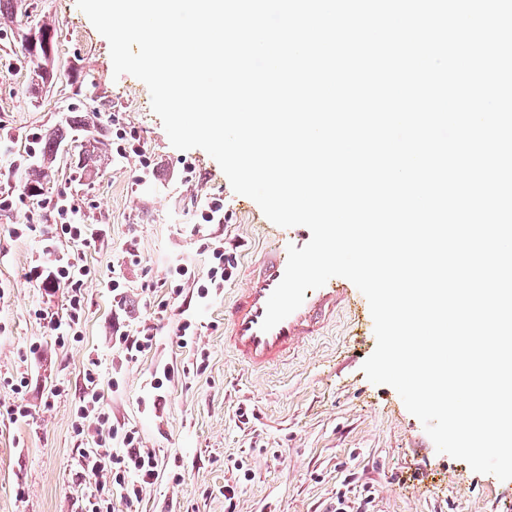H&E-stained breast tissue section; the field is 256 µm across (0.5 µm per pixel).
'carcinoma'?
Segmentation results:
<instances>
[{
  "mask_svg": "<svg viewBox=\"0 0 512 512\" xmlns=\"http://www.w3.org/2000/svg\"><path fill=\"white\" fill-rule=\"evenodd\" d=\"M43 41L36 47L27 43L25 35H19L20 59L27 63L39 66L45 73L42 81H48L53 77V69L49 68L53 61L57 30L51 24L44 22ZM75 104L66 123L53 129L37 130L30 135V145L36 151L34 159L36 163L27 169L23 188L28 193H37L41 189L42 182L47 176L49 164L53 163L61 144L77 131H83L95 125L96 113L89 112L83 108L81 98L82 90L78 89L73 93ZM112 149V141L107 138H95L92 142L82 146L76 168L83 172H91L95 168V162L99 157V151Z\"/></svg>",
  "mask_w": 512,
  "mask_h": 512,
  "instance_id": "carcinoma-1",
  "label": "carcinoma"
}]
</instances>
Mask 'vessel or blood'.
Segmentation results:
<instances>
[{
    "label": "vessel or blood",
    "instance_id": "b4317fda",
    "mask_svg": "<svg viewBox=\"0 0 512 512\" xmlns=\"http://www.w3.org/2000/svg\"><path fill=\"white\" fill-rule=\"evenodd\" d=\"M311 239L307 227L284 229L243 274V284L224 307V347L254 372L288 361L308 340L322 336L339 309L350 307L352 290L345 281L329 279L305 293L300 308L271 330H262L267 301L282 280L289 246L303 247Z\"/></svg>",
    "mask_w": 512,
    "mask_h": 512
}]
</instances>
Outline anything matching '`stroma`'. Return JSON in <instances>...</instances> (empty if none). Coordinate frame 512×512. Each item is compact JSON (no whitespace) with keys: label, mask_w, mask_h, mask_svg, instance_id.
Here are the masks:
<instances>
[{"label":"stroma","mask_w":512,"mask_h":512,"mask_svg":"<svg viewBox=\"0 0 512 512\" xmlns=\"http://www.w3.org/2000/svg\"><path fill=\"white\" fill-rule=\"evenodd\" d=\"M47 21L58 33L54 78L38 96L27 87L33 69L14 62L12 39L0 40V195L18 193L8 168L25 161L29 135L60 123L72 106V83L85 108L99 112L100 133L113 113L138 130L154 160L153 177L139 181L137 160L99 157L91 176L70 163L89 133L64 146L49 182L24 204L0 210V512H84L93 484L80 466L93 436L72 429L89 358L99 360L98 391L115 425L138 431L155 453L159 477L142 499L112 498V512H512V480L474 472L463 460L431 455L414 460V444L429 443L422 423L394 388L371 383L362 365L375 351L367 298L355 292L357 312H341L319 339L305 343L287 363L254 374L224 349L226 294L199 301L192 289L167 311L162 285L182 263L204 271L211 237L223 239L238 264L270 242L267 218L249 197L236 194L219 164L203 149H175L151 108L148 87L136 77L114 76L109 43L76 0H30L15 26ZM67 195L82 208L88 245L52 235L44 206ZM224 199L230 219L201 223L209 197ZM19 224L34 232L18 237ZM139 262L123 263L128 250ZM63 254L97 273L85 285L80 341L55 343L38 310L64 314L67 294L30 282V268L48 254ZM121 266L123 302L101 277ZM192 319L197 337L181 342L178 326ZM151 324L156 336L138 360L114 347L119 326ZM164 378L162 429H155L142 398L146 384ZM28 381L14 393L11 381ZM23 403L27 420L8 407ZM182 474L174 482V474ZM233 500H226V493Z\"/></svg>","instance_id":"obj_1"}]
</instances>
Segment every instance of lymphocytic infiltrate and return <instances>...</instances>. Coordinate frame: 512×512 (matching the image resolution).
Here are the masks:
<instances>
[{
    "instance_id": "1",
    "label": "lymphocytic infiltrate",
    "mask_w": 512,
    "mask_h": 512,
    "mask_svg": "<svg viewBox=\"0 0 512 512\" xmlns=\"http://www.w3.org/2000/svg\"><path fill=\"white\" fill-rule=\"evenodd\" d=\"M210 263L203 272H195L185 265L173 266L167 273L171 300H178L185 282H193L200 300L216 294L234 273L235 259L224 247L223 240L211 239L206 245ZM90 268L76 261L54 260L33 266L28 277L44 286L66 289L68 309L64 318H52L48 328L58 345H65L81 337V316L85 304L84 286L92 278ZM85 389L76 411L74 429L85 434L87 418H94L95 448L84 451L81 468L94 475L95 486L92 512H106L113 494H120L127 503L139 501L145 486L159 475L155 453L146 451L136 430L114 426L110 415L100 405L97 390L98 374L95 368L84 373Z\"/></svg>"
}]
</instances>
